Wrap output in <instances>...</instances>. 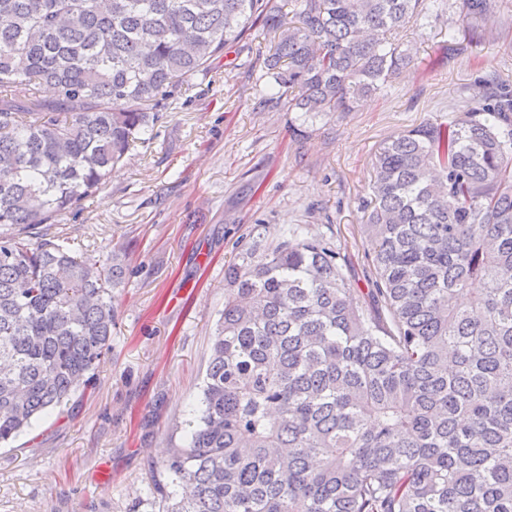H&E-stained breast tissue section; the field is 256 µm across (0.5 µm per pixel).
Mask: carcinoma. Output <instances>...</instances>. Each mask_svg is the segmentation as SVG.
I'll return each mask as SVG.
<instances>
[{"instance_id":"1","label":"carcinoma","mask_w":512,"mask_h":512,"mask_svg":"<svg viewBox=\"0 0 512 512\" xmlns=\"http://www.w3.org/2000/svg\"><path fill=\"white\" fill-rule=\"evenodd\" d=\"M0 0V446L94 384L113 271L51 225L105 187L183 84L260 25L289 112H350L413 60L426 0ZM496 0H459L464 17ZM384 141L367 291L288 229L224 275L165 512H512V83ZM56 98H41V87ZM481 284L469 304L462 295Z\"/></svg>"}]
</instances>
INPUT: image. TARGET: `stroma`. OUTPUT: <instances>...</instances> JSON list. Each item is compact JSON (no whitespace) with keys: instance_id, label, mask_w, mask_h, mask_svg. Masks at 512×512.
Masks as SVG:
<instances>
[{"instance_id":"stroma-1","label":"stroma","mask_w":512,"mask_h":512,"mask_svg":"<svg viewBox=\"0 0 512 512\" xmlns=\"http://www.w3.org/2000/svg\"><path fill=\"white\" fill-rule=\"evenodd\" d=\"M483 28L488 36L472 40ZM275 40L257 27L226 46L106 188L51 226L75 253L117 257L112 349L94 388L0 447V512H159L152 475L199 407L224 273L242 250L264 252L278 230L300 224L362 269V201L380 144L471 111L479 73L512 82V0L484 21L443 0L439 21L400 37L413 62L352 112L267 104Z\"/></svg>"}]
</instances>
